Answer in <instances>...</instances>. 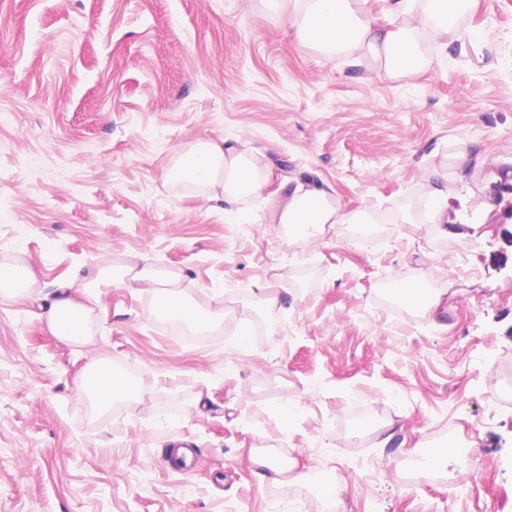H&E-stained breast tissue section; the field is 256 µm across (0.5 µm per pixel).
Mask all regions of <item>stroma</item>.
Returning <instances> with one entry per match:
<instances>
[{
	"label": "stroma",
	"mask_w": 512,
	"mask_h": 512,
	"mask_svg": "<svg viewBox=\"0 0 512 512\" xmlns=\"http://www.w3.org/2000/svg\"><path fill=\"white\" fill-rule=\"evenodd\" d=\"M199 138L389 221L305 245L258 200L226 219L163 178ZM463 148L512 166V0H477L394 79L261 0H0V263L37 274L0 299V512H331L336 477L347 512H512V183L471 168L448 184L460 235L423 220L425 171ZM142 257L228 302L211 339L162 328L149 288L91 303L88 342L51 334L57 283ZM422 281L441 317L386 303ZM261 288L273 329L242 335ZM97 364L139 397L98 406ZM444 444L445 468L421 462ZM291 459L307 480L259 483Z\"/></svg>",
	"instance_id": "obj_1"
}]
</instances>
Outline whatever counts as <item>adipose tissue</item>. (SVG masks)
Returning a JSON list of instances; mask_svg holds the SVG:
<instances>
[{"label": "adipose tissue", "mask_w": 512, "mask_h": 512, "mask_svg": "<svg viewBox=\"0 0 512 512\" xmlns=\"http://www.w3.org/2000/svg\"><path fill=\"white\" fill-rule=\"evenodd\" d=\"M381 13H373L368 0H274L276 19L293 28L297 39L324 54L359 52L376 64L379 76L388 78L420 69L424 44L447 48L458 15L474 0H382ZM485 155L463 152L455 161L454 175L428 170L424 177L428 223L448 232V180H465L471 165H484ZM163 177L170 184H194L223 200L224 213L236 217L244 200L255 197L269 207L272 223L282 225L289 239L307 242L319 238L326 225L363 224V210H345L334 196L317 184L283 181L272 184L260 160L224 140L197 139L177 152ZM174 275L143 264L139 271L100 263L79 269L68 282L47 296L46 322L53 335L68 342H84L90 335L89 309L73 298L82 290L99 299L114 288H150L157 294L156 312L172 314L184 323L206 329L214 313L187 300L176 288ZM88 388L104 407L137 395L136 387L105 368L91 376Z\"/></svg>", "instance_id": "1"}]
</instances>
